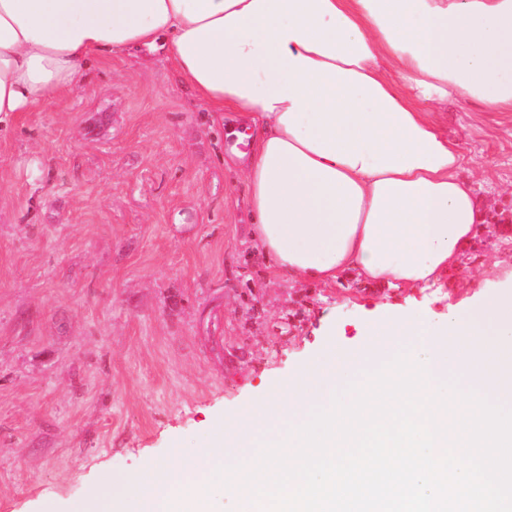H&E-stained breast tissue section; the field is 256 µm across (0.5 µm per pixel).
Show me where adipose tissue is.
<instances>
[{
    "instance_id": "adipose-tissue-1",
    "label": "adipose tissue",
    "mask_w": 512,
    "mask_h": 512,
    "mask_svg": "<svg viewBox=\"0 0 512 512\" xmlns=\"http://www.w3.org/2000/svg\"><path fill=\"white\" fill-rule=\"evenodd\" d=\"M140 49L245 113L252 241L277 274L414 288L458 267L475 189L421 105L512 111V0H0V122Z\"/></svg>"
}]
</instances>
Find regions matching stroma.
Wrapping results in <instances>:
<instances>
[{"instance_id": "obj_1", "label": "stroma", "mask_w": 512, "mask_h": 512, "mask_svg": "<svg viewBox=\"0 0 512 512\" xmlns=\"http://www.w3.org/2000/svg\"><path fill=\"white\" fill-rule=\"evenodd\" d=\"M442 133L486 208L445 288L276 277L251 246L228 128L163 55L99 60L80 91L0 129V512H55L191 460L366 319L496 291L512 267V112L451 98Z\"/></svg>"}]
</instances>
